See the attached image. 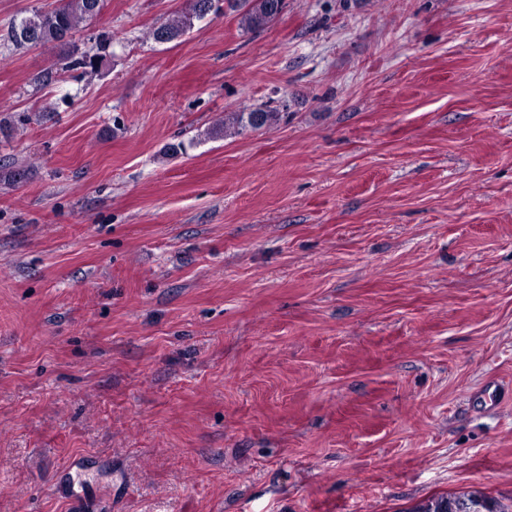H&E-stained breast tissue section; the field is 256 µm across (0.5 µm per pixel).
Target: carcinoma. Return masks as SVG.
<instances>
[{"label": "carcinoma", "mask_w": 512, "mask_h": 512, "mask_svg": "<svg viewBox=\"0 0 512 512\" xmlns=\"http://www.w3.org/2000/svg\"><path fill=\"white\" fill-rule=\"evenodd\" d=\"M215 0H187V8L169 18L151 31L158 43H168L183 36L191 29L194 20L207 16L206 2ZM104 0H61L58 7L51 10L35 9L30 15L12 24L7 33V41L16 49L29 46L54 44L62 49H71L69 37L82 24L95 19L103 8ZM231 10L238 12L239 24L250 31L266 28L275 18L274 6L284 5V0H225ZM109 43L101 37L96 52H82L70 61V68L84 74L100 71ZM285 113L266 107H257L249 112H226L206 132L213 139L242 135L278 124ZM476 503L482 512H512V505L505 506L497 500L476 493H454L427 498L405 512H467V506Z\"/></svg>", "instance_id": "obj_1"}]
</instances>
